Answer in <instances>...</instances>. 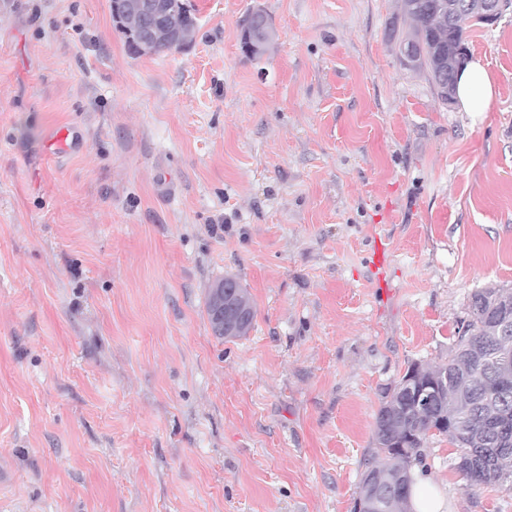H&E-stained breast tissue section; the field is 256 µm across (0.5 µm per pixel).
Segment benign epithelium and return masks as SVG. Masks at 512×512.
I'll return each mask as SVG.
<instances>
[{"mask_svg":"<svg viewBox=\"0 0 512 512\" xmlns=\"http://www.w3.org/2000/svg\"><path fill=\"white\" fill-rule=\"evenodd\" d=\"M180 5L179 0H113L112 11L125 25L133 51L138 55L156 56L160 50L155 34ZM509 8H512V0H488L482 22L495 24ZM248 316L236 282L221 280L212 286L210 329L213 335L235 334Z\"/></svg>","mask_w":512,"mask_h":512,"instance_id":"benign-epithelium-1","label":"benign epithelium"}]
</instances>
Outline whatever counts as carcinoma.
I'll use <instances>...</instances> for the list:
<instances>
[{"mask_svg":"<svg viewBox=\"0 0 512 512\" xmlns=\"http://www.w3.org/2000/svg\"><path fill=\"white\" fill-rule=\"evenodd\" d=\"M445 0H401L408 24L404 41L418 59L407 66L430 78L456 85L468 50L464 34L480 23L484 0H459L471 22L459 25L441 12ZM173 30L197 27L188 10L169 21ZM512 310V288L491 285L471 294L469 320L448 354L434 367L410 363L385 392L375 416V453L365 463L356 500L373 512H411L412 494L396 489L414 485V470H425L424 447L431 435L448 437L456 448L454 468L472 472V486H489L512 478V384L500 382V368L512 373V329H495L502 313Z\"/></svg>","mask_w":512,"mask_h":512,"instance_id":"cac0c4a2","label":"carcinoma"}]
</instances>
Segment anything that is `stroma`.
Listing matches in <instances>:
<instances>
[{"label":"stroma","instance_id":"obj_1","mask_svg":"<svg viewBox=\"0 0 512 512\" xmlns=\"http://www.w3.org/2000/svg\"><path fill=\"white\" fill-rule=\"evenodd\" d=\"M186 3L140 56L112 0H0V512H352L385 388L512 285V11L466 33L465 112L401 65L400 0ZM425 448L447 512H512ZM456 96L465 112H485L494 97V87L486 66L480 58H471L463 66L456 87ZM239 286L235 281L221 280L212 286L211 290V312H210V293L208 292L206 300V312L210 319V329L214 336H230L225 339H235L247 335L253 325L255 316L254 304L247 288H241L242 299L246 306L250 308V319L241 328L237 336L235 334L239 328L246 322L249 316L247 307L240 298Z\"/></svg>","mask_w":512,"mask_h":512}]
</instances>
